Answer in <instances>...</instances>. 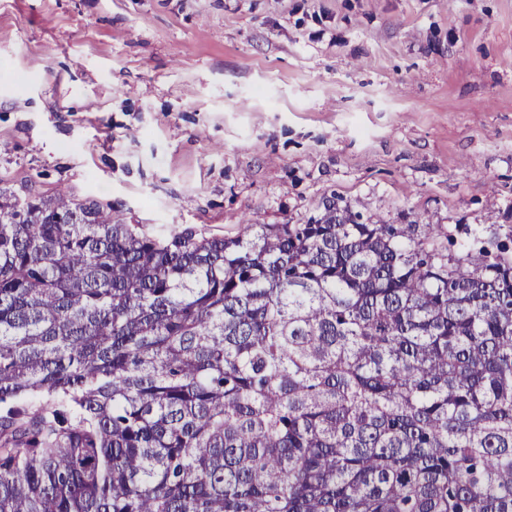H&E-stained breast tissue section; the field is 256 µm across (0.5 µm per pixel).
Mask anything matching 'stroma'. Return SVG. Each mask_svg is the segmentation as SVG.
I'll return each instance as SVG.
<instances>
[{
    "label": "stroma",
    "instance_id": "1",
    "mask_svg": "<svg viewBox=\"0 0 512 512\" xmlns=\"http://www.w3.org/2000/svg\"><path fill=\"white\" fill-rule=\"evenodd\" d=\"M0 184L150 236L335 198L512 234V0H0Z\"/></svg>",
    "mask_w": 512,
    "mask_h": 512
}]
</instances>
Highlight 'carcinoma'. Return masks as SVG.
I'll use <instances>...</instances> for the list:
<instances>
[{"label": "carcinoma", "mask_w": 512, "mask_h": 512, "mask_svg": "<svg viewBox=\"0 0 512 512\" xmlns=\"http://www.w3.org/2000/svg\"><path fill=\"white\" fill-rule=\"evenodd\" d=\"M439 236L0 186V512H512V255Z\"/></svg>", "instance_id": "1"}]
</instances>
